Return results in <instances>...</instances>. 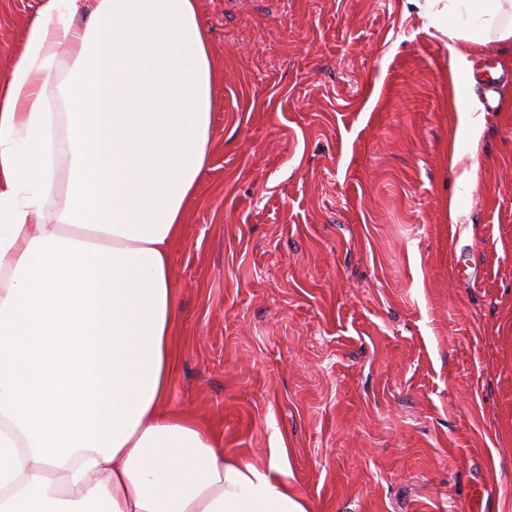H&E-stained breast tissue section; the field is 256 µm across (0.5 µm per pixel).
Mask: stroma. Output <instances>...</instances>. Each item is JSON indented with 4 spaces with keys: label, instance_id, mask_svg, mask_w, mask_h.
I'll list each match as a JSON object with an SVG mask.
<instances>
[{
    "label": "stroma",
    "instance_id": "obj_1",
    "mask_svg": "<svg viewBox=\"0 0 512 512\" xmlns=\"http://www.w3.org/2000/svg\"><path fill=\"white\" fill-rule=\"evenodd\" d=\"M42 0H0V75ZM221 83L171 406L314 512H512V41L414 0H197ZM468 84H461V74ZM475 173L470 189L458 179Z\"/></svg>",
    "mask_w": 512,
    "mask_h": 512
}]
</instances>
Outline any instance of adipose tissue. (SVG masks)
I'll list each match as a JSON object with an SVG mask.
<instances>
[{
    "mask_svg": "<svg viewBox=\"0 0 512 512\" xmlns=\"http://www.w3.org/2000/svg\"><path fill=\"white\" fill-rule=\"evenodd\" d=\"M467 60L512 0H424ZM196 0H43L0 77V512H313L169 404L170 249L208 167Z\"/></svg>",
    "mask_w": 512,
    "mask_h": 512,
    "instance_id": "ef3b65f1",
    "label": "adipose tissue"
}]
</instances>
